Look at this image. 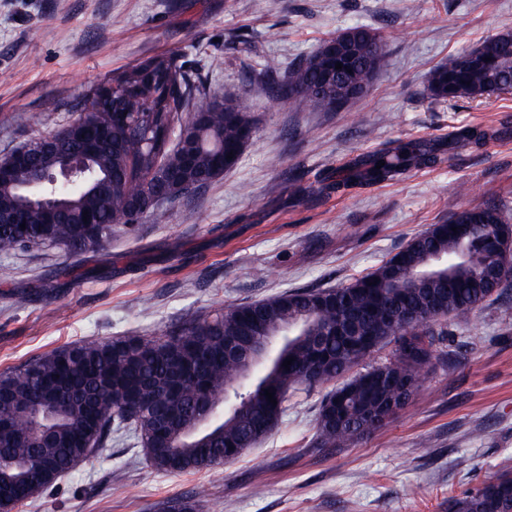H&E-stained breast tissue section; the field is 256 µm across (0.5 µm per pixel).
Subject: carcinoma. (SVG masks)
<instances>
[{"instance_id":"carcinoma-1","label":"carcinoma","mask_w":512,"mask_h":512,"mask_svg":"<svg viewBox=\"0 0 512 512\" xmlns=\"http://www.w3.org/2000/svg\"><path fill=\"white\" fill-rule=\"evenodd\" d=\"M386 54L375 29L358 25L323 41L306 60L275 80L276 94L296 106L341 110L364 96ZM343 67L335 69V64ZM435 101L476 99L512 90V33L434 68ZM205 95L176 55H156L126 68L77 105V120L94 132L95 155L81 189L64 209L24 204L20 187L63 178L66 153L34 141L20 147L29 164L0 177V199L14 201L26 229L0 221V253L41 245L77 255L112 235H131L145 218L164 219L163 204L207 187L238 162L255 132L239 97L210 96L202 115L189 112ZM488 132L466 126L456 141L479 146ZM233 158L226 159L227 155ZM443 160L434 140L390 141L336 170V190L400 179ZM381 168H376V165ZM453 224L470 231L452 232ZM512 226L495 204L463 209L433 224L398 253L348 285L286 291L266 300L227 306L152 338H92L57 348L0 371V493L21 503L74 468L94 437L133 440L159 471L181 474L236 460L267 437L285 412L288 393L313 389L343 375L374 348L394 342L391 360L373 365L322 399L317 439L343 448L379 430L412 401L433 365L448 323L479 311L505 281L490 276L492 257ZM270 337L272 354L252 377L239 380L240 362L225 355L234 343ZM294 358L290 368L283 362ZM274 393L269 402L265 390ZM448 512H512V468L482 487L448 499Z\"/></svg>"}]
</instances>
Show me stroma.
Wrapping results in <instances>:
<instances>
[{"mask_svg": "<svg viewBox=\"0 0 512 512\" xmlns=\"http://www.w3.org/2000/svg\"><path fill=\"white\" fill-rule=\"evenodd\" d=\"M0 0V158L64 124L73 104L139 61L176 52L207 91L242 98L256 133L237 165L96 251L0 254V370L92 337L168 327L297 289L339 288L430 225L486 202L512 221V130L447 150L400 180L336 191L320 178L395 139L450 140L512 126V94L435 102L429 72L512 33V0ZM387 40L366 95L297 108L260 78L347 28ZM41 125L28 122L30 113ZM413 402L344 448L316 444L327 386L288 397L272 434L233 463L156 470L113 439L15 512H158L205 489L198 512H448L451 497L512 465V281L456 320ZM433 454L422 457V445Z\"/></svg>", "mask_w": 512, "mask_h": 512, "instance_id": "obj_1", "label": "stroma"}]
</instances>
